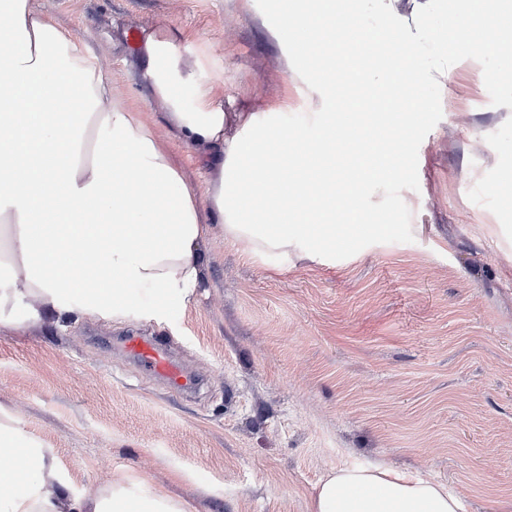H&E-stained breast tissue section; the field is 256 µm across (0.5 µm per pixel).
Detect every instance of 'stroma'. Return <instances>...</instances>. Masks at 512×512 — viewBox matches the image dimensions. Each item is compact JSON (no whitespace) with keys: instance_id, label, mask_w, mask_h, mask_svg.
<instances>
[{"instance_id":"obj_1","label":"stroma","mask_w":512,"mask_h":512,"mask_svg":"<svg viewBox=\"0 0 512 512\" xmlns=\"http://www.w3.org/2000/svg\"><path fill=\"white\" fill-rule=\"evenodd\" d=\"M99 56L113 96L146 112L185 178L205 157L174 139L129 29L171 34L180 91L293 125L321 111L269 30L278 0H30ZM462 0H394L370 14L430 37ZM467 59L425 92L413 166L373 186L357 249L331 263L254 253L214 224L192 301L163 322L45 316L0 333V404L53 448L73 491L145 479L187 512H309L339 468L386 463L512 512V73ZM499 73L489 80L488 71ZM288 110H281L282 102ZM166 340L202 383L182 393L126 358L121 338Z\"/></svg>"}]
</instances>
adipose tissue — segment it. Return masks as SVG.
Here are the masks:
<instances>
[{
    "label": "adipose tissue",
    "instance_id": "ef3b65f1",
    "mask_svg": "<svg viewBox=\"0 0 512 512\" xmlns=\"http://www.w3.org/2000/svg\"><path fill=\"white\" fill-rule=\"evenodd\" d=\"M453 27L434 29L438 52L399 25L371 26L367 0H293L273 36L295 68L306 71L324 110L317 130L267 126L256 112L236 120L254 138L224 136L227 114L216 93L201 92L192 111L174 93L192 74L166 69L176 46L168 34L138 49L151 98L185 145L203 150L211 177L188 182L153 128L117 101L97 55L78 44L30 0H0V331H18L45 313L77 311L101 319L161 321L186 304L202 275L201 245L210 224L257 253H287L304 242H333L336 219H356L372 185L395 184L393 145L413 121L405 109L399 63L413 61L419 86L448 75V61L512 56V32L476 44L474 23L492 25L512 0H465ZM344 26L355 48L373 47L357 72L352 102L365 120L348 169L336 168L335 98L311 69V43ZM274 198L256 213L254 190ZM94 274L76 278L74 267ZM0 512H185L182 503L140 480L119 478L108 497L76 495L54 449L25 432L0 406ZM310 512H462L441 484L384 467L340 469L318 484Z\"/></svg>",
    "mask_w": 512,
    "mask_h": 512
}]
</instances>
